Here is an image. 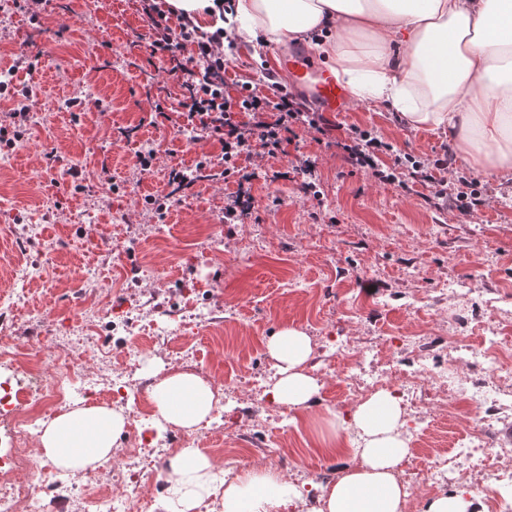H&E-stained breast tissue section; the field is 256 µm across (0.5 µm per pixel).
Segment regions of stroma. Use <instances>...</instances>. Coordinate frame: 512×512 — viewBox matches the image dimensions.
Returning <instances> with one entry per match:
<instances>
[{
	"instance_id": "stroma-1",
	"label": "stroma",
	"mask_w": 512,
	"mask_h": 512,
	"mask_svg": "<svg viewBox=\"0 0 512 512\" xmlns=\"http://www.w3.org/2000/svg\"><path fill=\"white\" fill-rule=\"evenodd\" d=\"M144 6L48 0L34 17L22 0H0V80L32 92L28 99L0 97V299H18L0 344L21 357L83 347L89 374L108 366L98 337L115 352L142 347L134 360L138 399H147L156 373L168 367L234 392L224 410L237 412L241 439L194 432L182 434V442L220 461L261 468V441L249 434L259 422L296 459L300 475L313 478L336 467L319 452L316 432L327 409L348 395L340 374L327 368L325 337H342L356 350L394 333L444 336L449 316L461 309L449 302V286L465 285L477 302L512 296V181L453 158L451 171L434 176L464 182L481 198L463 216L421 183L401 188L380 183L370 170H352L335 142L353 128L413 161L433 162L451 147L446 133L416 130L395 113L356 103L331 118L330 141L295 127L285 153L271 156L256 146L239 157L255 174L249 183L224 182L219 145L184 137V117L155 110L177 107L183 77L149 56ZM281 52L272 44L256 59L233 57L224 70L226 92L238 95L246 84L267 96L272 82L288 85ZM90 94L109 110L70 107L72 98ZM25 105L27 121L9 119ZM143 149L155 152L146 173L136 167ZM48 153L54 166L45 162ZM393 155H379L380 168ZM201 161L206 178L181 202L168 201L170 168ZM307 161L314 174L305 191L296 168ZM73 167L83 174L80 183L68 174ZM240 188L251 212L225 223L224 209ZM19 239L25 251L16 249ZM32 267L43 277L18 284V271ZM119 273L143 324L178 314L191 288L204 318L179 315L164 336L112 330V309L98 298ZM91 319L99 323L94 337L84 332ZM286 326L310 337V365L323 384L319 401L304 411L257 401L250 387L252 379L273 375L265 345ZM472 419L467 409L430 405L433 447H458Z\"/></svg>"
}]
</instances>
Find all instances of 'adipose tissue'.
<instances>
[{
	"mask_svg": "<svg viewBox=\"0 0 512 512\" xmlns=\"http://www.w3.org/2000/svg\"><path fill=\"white\" fill-rule=\"evenodd\" d=\"M200 32L224 30L242 51L311 36V49L350 100L397 113L407 126L447 132L477 171L512 179V0H166ZM276 372L270 400L286 410L314 405L321 386L307 371L309 336L284 327L266 345ZM158 425L193 431L217 405L209 382L170 371L148 389ZM127 418L112 408L79 407L44 424L37 457L63 471L109 461ZM399 401L380 392L320 436L339 466L306 505L295 484L270 468L233 470L188 446L176 449L160 478L157 512H404L407 487L397 469L409 452ZM355 430L357 439L345 438Z\"/></svg>",
	"mask_w": 512,
	"mask_h": 512,
	"instance_id": "ef3b65f1",
	"label": "adipose tissue"
}]
</instances>
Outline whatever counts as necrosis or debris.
<instances>
[{"label": "necrosis or debris", "mask_w": 512, "mask_h": 512, "mask_svg": "<svg viewBox=\"0 0 512 512\" xmlns=\"http://www.w3.org/2000/svg\"><path fill=\"white\" fill-rule=\"evenodd\" d=\"M511 333L512 298L505 296L487 318L457 315L449 320L447 335L426 344L391 335L351 352L345 342L333 340L337 355L347 360L343 376L349 406L390 391L406 412V437L423 430L422 397L474 410L476 420L452 454L413 455L403 461L402 479L411 495L465 489L483 493L489 512H512V439H493L499 425L512 419V348L505 343ZM485 361L495 365L486 384L453 372L454 367ZM53 366V375L46 377L40 360L26 359L14 386L0 395L11 405L7 419L0 421V435L10 443L9 454L0 457V512H49L70 503L75 512H124L118 497L28 461V437L47 416L65 411L69 400L112 404L123 399L111 380L87 376L68 354L59 355Z\"/></svg>", "instance_id": "4bbe7bcc"}]
</instances>
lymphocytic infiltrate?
Segmentation results:
<instances>
[{"instance_id":"f902f5d3","label":"lymphocytic infiltrate","mask_w":512,"mask_h":512,"mask_svg":"<svg viewBox=\"0 0 512 512\" xmlns=\"http://www.w3.org/2000/svg\"><path fill=\"white\" fill-rule=\"evenodd\" d=\"M165 20L161 13L150 16L152 34L147 49L151 56L176 60L178 69L186 74L187 93L179 106L188 122L199 123L207 136L219 143L224 178L235 177L242 183L251 180V173L237 167L235 161L241 153L249 151L252 142L277 151L287 142L294 126L301 125L322 135L328 133L322 113L294 107L281 89L264 97L250 93L234 98L226 94L222 33L203 37L190 19H181L175 28L166 25ZM239 113L251 115V125L240 126L235 119ZM342 150L350 165L373 169L377 166L376 155L391 152L392 147L355 128Z\"/></svg>"}]
</instances>
